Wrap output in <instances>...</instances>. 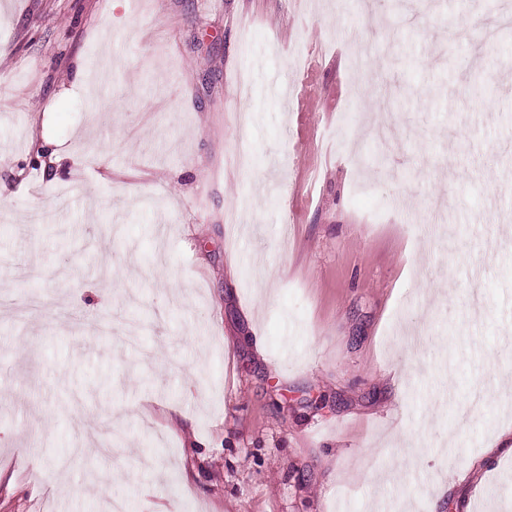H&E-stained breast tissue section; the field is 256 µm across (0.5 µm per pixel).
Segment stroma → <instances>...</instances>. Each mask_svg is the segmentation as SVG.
<instances>
[{
  "instance_id": "obj_1",
  "label": "stroma",
  "mask_w": 512,
  "mask_h": 512,
  "mask_svg": "<svg viewBox=\"0 0 512 512\" xmlns=\"http://www.w3.org/2000/svg\"><path fill=\"white\" fill-rule=\"evenodd\" d=\"M511 4L0 0V512H512Z\"/></svg>"
}]
</instances>
